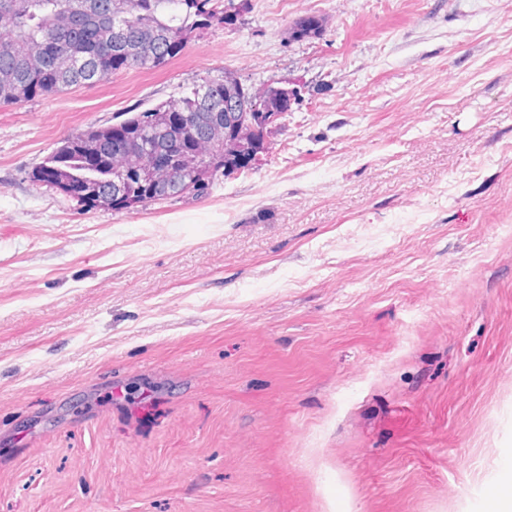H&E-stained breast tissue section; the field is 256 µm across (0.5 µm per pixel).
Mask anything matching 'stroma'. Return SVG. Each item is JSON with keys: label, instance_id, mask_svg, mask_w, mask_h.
<instances>
[{"label": "stroma", "instance_id": "stroma-1", "mask_svg": "<svg viewBox=\"0 0 512 512\" xmlns=\"http://www.w3.org/2000/svg\"><path fill=\"white\" fill-rule=\"evenodd\" d=\"M0 104V512H487L512 474V0H234ZM322 15L325 32L291 42ZM236 71L300 99L197 200L88 209L67 135ZM324 21L320 16L307 15L297 20L285 32L288 40L299 42L322 35Z\"/></svg>", "mask_w": 512, "mask_h": 512}]
</instances>
